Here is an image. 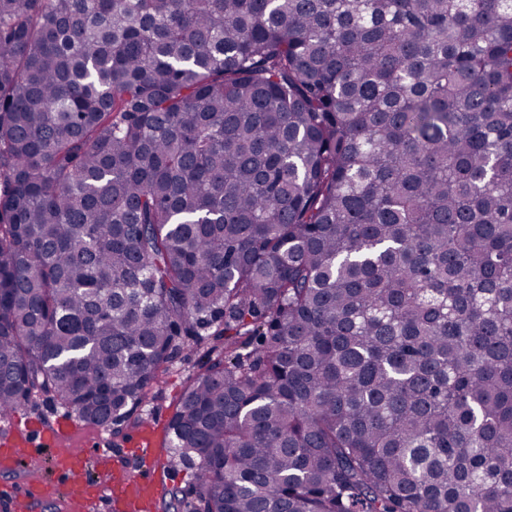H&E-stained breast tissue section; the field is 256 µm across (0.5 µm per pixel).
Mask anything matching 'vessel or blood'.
Instances as JSON below:
<instances>
[{
  "instance_id": "b4317fda",
  "label": "vessel or blood",
  "mask_w": 512,
  "mask_h": 512,
  "mask_svg": "<svg viewBox=\"0 0 512 512\" xmlns=\"http://www.w3.org/2000/svg\"><path fill=\"white\" fill-rule=\"evenodd\" d=\"M161 431L156 419H149L134 433L135 449L142 459H150ZM52 449L51 467L58 474L62 491L59 499L71 504L107 498L120 505L124 512H157L165 495L168 475L163 471H150L140 476L125 477L102 494L98 483L88 476L89 468L110 471L119 467L120 455L102 443H89L80 438L72 415L62 413L51 423L36 419H23L12 414L0 425V474H15L21 463L30 457ZM6 495V506H18L24 512H34L43 501L45 486L26 481L22 485H7L0 489Z\"/></svg>"
}]
</instances>
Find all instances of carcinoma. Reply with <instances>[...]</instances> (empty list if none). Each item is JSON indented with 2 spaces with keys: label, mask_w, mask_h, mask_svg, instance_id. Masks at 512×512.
<instances>
[{
  "label": "carcinoma",
  "mask_w": 512,
  "mask_h": 512,
  "mask_svg": "<svg viewBox=\"0 0 512 512\" xmlns=\"http://www.w3.org/2000/svg\"><path fill=\"white\" fill-rule=\"evenodd\" d=\"M211 329L185 512H512V0H0V419Z\"/></svg>",
  "instance_id": "carcinoma-1"
}]
</instances>
